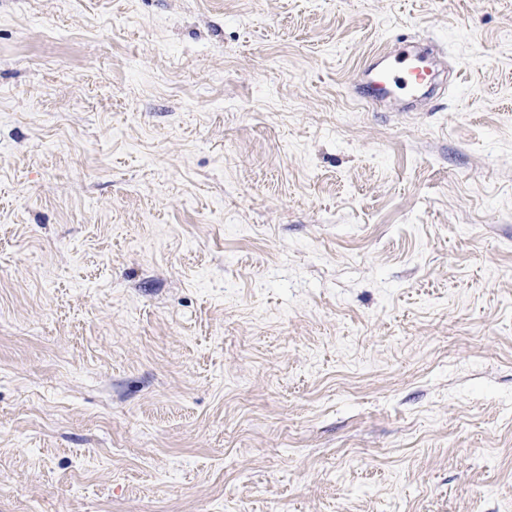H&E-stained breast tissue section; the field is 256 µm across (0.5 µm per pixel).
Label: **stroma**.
Returning <instances> with one entry per match:
<instances>
[{"instance_id":"stroma-1","label":"stroma","mask_w":512,"mask_h":512,"mask_svg":"<svg viewBox=\"0 0 512 512\" xmlns=\"http://www.w3.org/2000/svg\"><path fill=\"white\" fill-rule=\"evenodd\" d=\"M0 512H512V0H0ZM440 63L430 49H421L403 38L387 55L375 54L366 62L362 75L370 94L352 86V95L366 103H385L389 107L434 98L441 84Z\"/></svg>"}]
</instances>
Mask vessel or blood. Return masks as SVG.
Segmentation results:
<instances>
[{"mask_svg": "<svg viewBox=\"0 0 512 512\" xmlns=\"http://www.w3.org/2000/svg\"><path fill=\"white\" fill-rule=\"evenodd\" d=\"M440 63L431 50L420 49L404 38L386 55L376 54L366 62L364 88H353L354 97L366 103L399 107L436 95L440 85Z\"/></svg>", "mask_w": 512, "mask_h": 512, "instance_id": "obj_1", "label": "vessel or blood"}]
</instances>
